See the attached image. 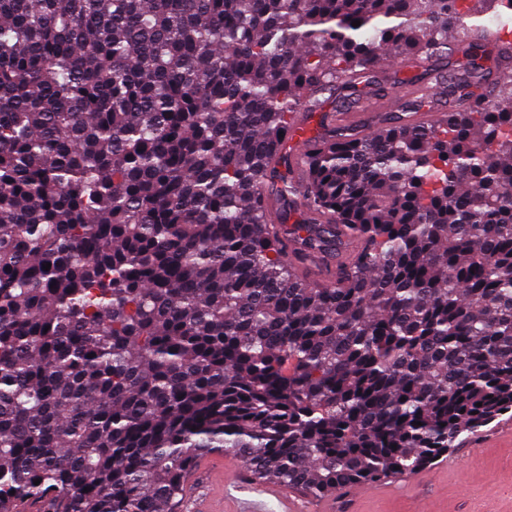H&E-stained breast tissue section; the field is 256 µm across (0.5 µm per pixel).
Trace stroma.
Wrapping results in <instances>:
<instances>
[{
  "label": "stroma",
  "mask_w": 512,
  "mask_h": 512,
  "mask_svg": "<svg viewBox=\"0 0 512 512\" xmlns=\"http://www.w3.org/2000/svg\"><path fill=\"white\" fill-rule=\"evenodd\" d=\"M224 512H281L246 470L211 487ZM341 512H512V413L463 436L457 448L411 475L336 491Z\"/></svg>",
  "instance_id": "1"
}]
</instances>
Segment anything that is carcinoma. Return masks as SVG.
<instances>
[{"label":"carcinoma","mask_w":512,"mask_h":512,"mask_svg":"<svg viewBox=\"0 0 512 512\" xmlns=\"http://www.w3.org/2000/svg\"><path fill=\"white\" fill-rule=\"evenodd\" d=\"M510 22L503 0H0V512H179L216 448L322 496L512 413ZM383 58L446 62L371 133L336 125L385 94Z\"/></svg>","instance_id":"obj_1"}]
</instances>
